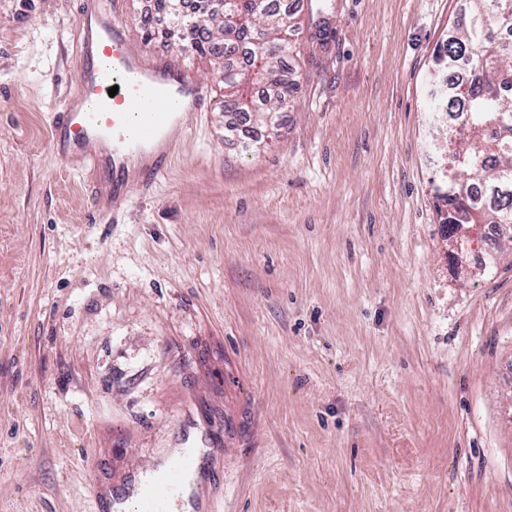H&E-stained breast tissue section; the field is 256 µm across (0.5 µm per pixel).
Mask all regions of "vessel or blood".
I'll return each instance as SVG.
<instances>
[{
  "label": "vessel or blood",
  "mask_w": 512,
  "mask_h": 512,
  "mask_svg": "<svg viewBox=\"0 0 512 512\" xmlns=\"http://www.w3.org/2000/svg\"><path fill=\"white\" fill-rule=\"evenodd\" d=\"M122 11L121 0H83L76 24L84 58L77 99L53 114L49 142L66 166L108 176L111 192L95 183L90 196H107L116 211L132 191L153 190L176 147L173 128L187 125L211 96L188 69L149 57L130 39ZM226 454L213 448L201 457L171 459L160 479L136 490L132 512H170L173 492L192 485L202 470L218 468Z\"/></svg>",
  "instance_id": "vessel-or-blood-1"
}]
</instances>
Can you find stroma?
<instances>
[{"instance_id": "35a3bbf8", "label": "stroma", "mask_w": 512, "mask_h": 512, "mask_svg": "<svg viewBox=\"0 0 512 512\" xmlns=\"http://www.w3.org/2000/svg\"><path fill=\"white\" fill-rule=\"evenodd\" d=\"M277 138L207 105L90 220L49 148L79 0H0V512H98L225 444L211 512H512V243L448 256L428 110L462 0H288ZM150 0H124L128 35ZM147 52L218 86L164 37Z\"/></svg>"}]
</instances>
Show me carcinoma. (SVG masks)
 Segmentation results:
<instances>
[{
	"mask_svg": "<svg viewBox=\"0 0 512 512\" xmlns=\"http://www.w3.org/2000/svg\"><path fill=\"white\" fill-rule=\"evenodd\" d=\"M194 12L185 0H153L144 18L150 37L168 23L165 34L222 72L226 112H253L276 126L277 115L288 109L294 81L284 73L297 28L295 12L272 0H201ZM468 23L452 33L444 45L446 73L463 65L481 74L478 85L461 83L454 89L463 112L462 124L448 125V133L462 140L461 155L448 154L444 197L452 211L450 224H486L496 237L512 241V48L500 33L512 32V0H464ZM249 46L248 62L238 70L233 58Z\"/></svg>",
	"mask_w": 512,
	"mask_h": 512,
	"instance_id": "obj_1",
	"label": "carcinoma"
}]
</instances>
